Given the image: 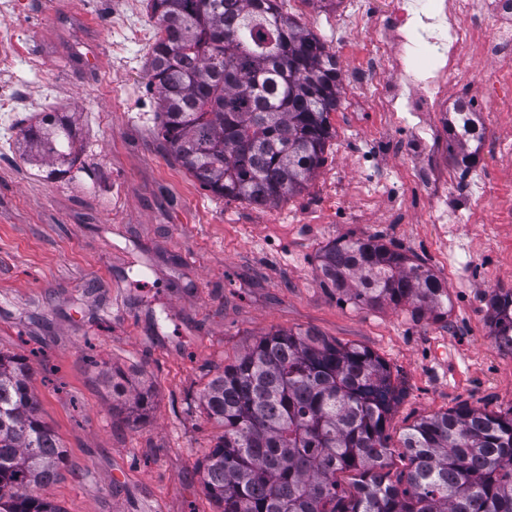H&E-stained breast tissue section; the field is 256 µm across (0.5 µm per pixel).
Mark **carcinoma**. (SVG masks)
I'll list each match as a JSON object with an SVG mask.
<instances>
[{
	"mask_svg": "<svg viewBox=\"0 0 512 512\" xmlns=\"http://www.w3.org/2000/svg\"><path fill=\"white\" fill-rule=\"evenodd\" d=\"M163 27L148 61L160 134L180 165L227 201L274 205L321 165L341 101L336 57L278 0H147ZM24 153L65 175V117L22 131ZM318 278L356 305L409 304L448 317V287L418 258L375 238L327 246ZM491 333L512 351V289L492 291ZM22 356L0 352V512H64L39 489L64 451L40 418ZM224 429L205 456L221 512H512V410L460 405L404 433L410 467L391 477L386 434L397 388L370 350L307 330L271 331L202 393ZM355 473L354 490L337 474Z\"/></svg>",
	"mask_w": 512,
	"mask_h": 512,
	"instance_id": "obj_1",
	"label": "carcinoma"
}]
</instances>
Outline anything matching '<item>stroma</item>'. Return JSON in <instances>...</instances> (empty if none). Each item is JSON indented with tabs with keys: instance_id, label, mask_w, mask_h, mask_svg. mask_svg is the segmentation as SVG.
Masks as SVG:
<instances>
[{
	"instance_id": "35a3bbf8",
	"label": "stroma",
	"mask_w": 512,
	"mask_h": 512,
	"mask_svg": "<svg viewBox=\"0 0 512 512\" xmlns=\"http://www.w3.org/2000/svg\"><path fill=\"white\" fill-rule=\"evenodd\" d=\"M18 3L0 12V30L27 33L42 67L17 66L0 43V85L26 89L19 128L67 115L83 153L55 180L24 154L0 155V351L27 358L40 416L65 449L46 490L64 512H218L202 460L219 430L200 392L277 329L312 328L388 363L402 390L386 427L392 474L407 471L398 447L421 417L460 404L512 409V353L487 321L491 292L512 288V151L479 150L473 172L490 197L462 223L467 178L450 158L446 125L421 113L433 130L422 146L372 106L362 77L372 14L348 34L342 0L323 18L317 0L303 13L288 7L355 83L330 115L333 136L306 189L256 206L215 197L166 149L146 57L112 49L127 0L107 12L98 0ZM76 15L92 25L79 51L66 26ZM428 169L456 189L433 200L410 180ZM367 237L425 261L448 287L447 320L388 303L356 307L320 286L321 248ZM104 368L127 398L148 390L147 409L114 407Z\"/></svg>"
}]
</instances>
